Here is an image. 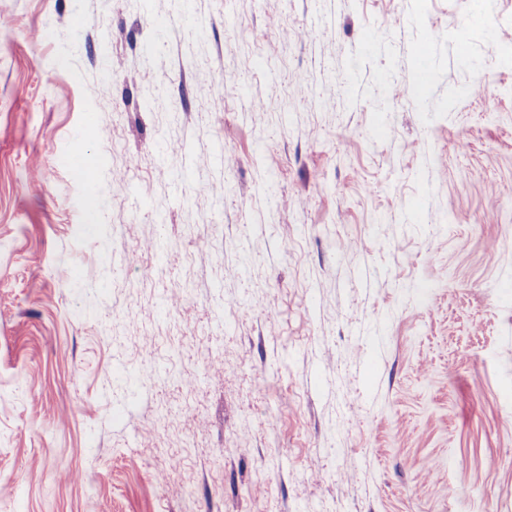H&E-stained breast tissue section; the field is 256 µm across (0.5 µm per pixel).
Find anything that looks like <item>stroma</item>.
<instances>
[{"mask_svg": "<svg viewBox=\"0 0 512 512\" xmlns=\"http://www.w3.org/2000/svg\"><path fill=\"white\" fill-rule=\"evenodd\" d=\"M475 7L0 0V512H512V0Z\"/></svg>", "mask_w": 512, "mask_h": 512, "instance_id": "stroma-1", "label": "stroma"}]
</instances>
